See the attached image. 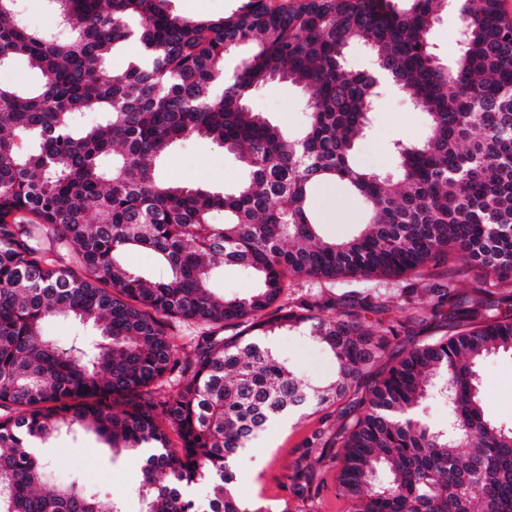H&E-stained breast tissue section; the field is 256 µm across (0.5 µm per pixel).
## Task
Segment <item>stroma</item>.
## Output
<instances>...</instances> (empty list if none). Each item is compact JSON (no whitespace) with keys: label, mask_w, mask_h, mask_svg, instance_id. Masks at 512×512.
<instances>
[{"label":"stroma","mask_w":512,"mask_h":512,"mask_svg":"<svg viewBox=\"0 0 512 512\" xmlns=\"http://www.w3.org/2000/svg\"><path fill=\"white\" fill-rule=\"evenodd\" d=\"M303 98L298 85L280 81L257 89L251 106L271 123L296 135L307 121ZM369 119V132L356 142V164L368 171L397 174L398 159L392 146L398 140L417 141L425 137L428 131L425 113L407 94L389 91L381 95ZM156 175L184 186L221 191L240 181L245 171L234 155L208 141L189 137L172 146L158 164ZM311 206L324 238L329 240L350 237L366 221L365 202L341 183L314 187ZM397 286V281L384 278L353 284L292 277L279 304L287 307L309 294H341L356 288H373L390 295ZM275 342L277 350L288 355L302 378L315 381L333 375L334 365L328 354L301 332L282 333ZM481 377L483 400L500 420L512 421V357L489 358L482 366ZM322 426V416L318 413L271 423L234 463L239 497L264 506L265 512H278L284 500L293 497L287 478L294 472L304 440ZM40 453L53 462L48 476L50 484L67 485L77 481L97 488L103 512H110L116 503L124 512H141L139 485L144 456H112L96 435L84 432L60 434L42 445Z\"/></svg>","instance_id":"obj_1"}]
</instances>
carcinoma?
Returning <instances> with one entry per match:
<instances>
[{
  "mask_svg": "<svg viewBox=\"0 0 512 512\" xmlns=\"http://www.w3.org/2000/svg\"><path fill=\"white\" fill-rule=\"evenodd\" d=\"M54 2L62 26L42 34L0 0V66L24 55L43 76L33 92L0 86V407L15 409L0 416V512H101L93 488L49 484V461L28 451L75 426L114 458L150 451L143 512H262L238 497L233 463L271 422L304 410L323 413L325 428L301 459L345 449L338 491L354 512H512V426L480 396L484 362L512 356V22L501 0L458 3L449 64L431 42L448 0H243L218 20L177 15L170 0ZM132 42L137 59L112 68L115 47ZM353 43L378 73L348 65ZM241 46L249 54L228 76L224 56ZM381 75L429 124L424 140L396 143L395 181L353 160ZM273 80L305 94L299 137L248 106ZM87 112L101 121L80 125ZM191 135L236 156L246 178L222 192L158 179V161ZM336 181L369 207L338 242L320 237L310 206L313 187ZM45 231L83 273L39 247ZM137 248L165 279L128 266ZM446 260L474 278L471 292L454 278L424 282ZM227 266L257 288L216 294ZM290 276L415 282L398 293L407 315L373 324L368 314L390 306L368 290L268 312ZM56 315L92 324L97 341L58 344L43 331ZM186 322L201 332L185 348L173 330ZM299 327L336 366L325 382L269 346ZM423 334L369 379L387 350ZM166 382L171 392L155 397ZM436 400L445 424L421 418ZM290 481L301 503L315 497L312 465ZM200 483L204 502L192 494Z\"/></svg>",
  "mask_w": 512,
  "mask_h": 512,
  "instance_id": "cac0c4a2",
  "label": "carcinoma"
}]
</instances>
